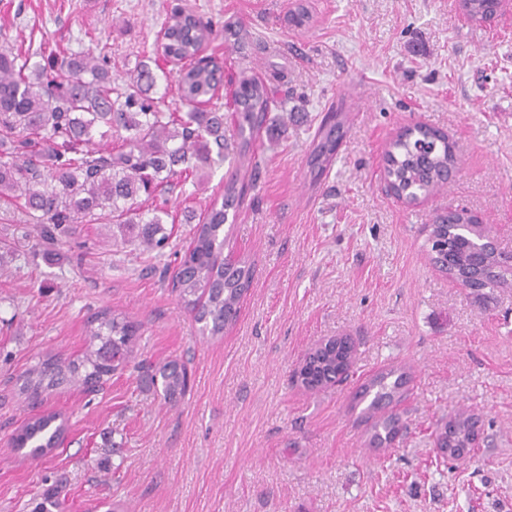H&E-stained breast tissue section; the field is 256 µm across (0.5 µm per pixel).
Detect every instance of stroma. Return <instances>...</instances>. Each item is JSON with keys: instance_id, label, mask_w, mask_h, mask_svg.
Here are the masks:
<instances>
[{"instance_id": "stroma-1", "label": "stroma", "mask_w": 512, "mask_h": 512, "mask_svg": "<svg viewBox=\"0 0 512 512\" xmlns=\"http://www.w3.org/2000/svg\"><path fill=\"white\" fill-rule=\"evenodd\" d=\"M309 23L289 25L296 4ZM186 6L211 22L225 69L250 68L282 108L253 152L167 193L163 254L124 244L109 224H75L43 241L22 210L0 205V512H512V288L476 301L427 254V226L448 208L482 216L512 246V10L467 20L452 0H0V48L41 60L106 53L115 82L160 58L158 35ZM341 111L336 158L312 179L306 156ZM420 123L447 135L460 169L409 203L388 190L382 157ZM237 175L248 189L224 244L254 263L239 315L204 335L163 270ZM141 326L134 355L184 363L190 387L165 403L150 373L65 386L37 404L20 378L43 358L72 360L92 317ZM351 336L350 376L317 392L293 374L324 339ZM408 373L394 442L373 440L362 383ZM62 414L59 447L32 457L12 438ZM481 422L478 449L442 462L430 433L448 415Z\"/></svg>"}]
</instances>
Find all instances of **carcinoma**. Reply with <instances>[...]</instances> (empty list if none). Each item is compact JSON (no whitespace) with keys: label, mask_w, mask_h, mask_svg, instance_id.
Listing matches in <instances>:
<instances>
[{"label":"carcinoma","mask_w":512,"mask_h":512,"mask_svg":"<svg viewBox=\"0 0 512 512\" xmlns=\"http://www.w3.org/2000/svg\"><path fill=\"white\" fill-rule=\"evenodd\" d=\"M495 0H469V19L480 17ZM168 55L182 61L174 79L175 107L162 109L166 95L154 96L158 75L147 63L119 85L99 59L89 55L58 57L29 65V59L0 52V201L24 200L30 224L40 237L53 242L69 224H113L127 243L139 242L162 251L171 232L165 227L168 210L154 203L158 191L172 188L183 176H197L224 163L233 149L251 148L280 103L266 81L242 71L230 77L235 85L233 112L238 144L224 137V112L218 102L224 67L198 57L215 30L189 14L169 18L165 25ZM344 134V122L335 113L325 118L307 157L309 171L323 172ZM114 137L111 150L99 148L96 138ZM384 176L393 192L409 201L426 197L448 183L457 168L454 148L440 132L425 126L408 127L393 139L384 155ZM236 176L224 183V193L198 218L193 239L174 270L173 286L192 307L195 321L212 336L237 318L240 303L252 283V264L244 256L229 264L221 257L224 224L244 195ZM472 224L463 212L438 214L428 236L431 260L447 250L448 278L471 287L495 291L512 288L489 262L480 275L471 269L470 246L463 227ZM85 355L66 365L47 359L27 371L20 390L31 398L63 384L80 381L99 386L104 378L129 361L139 327L126 317L105 310L92 321ZM354 345L344 336L311 350L304 359L307 378L301 384L316 389L347 376ZM163 396L172 401L185 395L189 376L185 366L172 361L158 369ZM407 375L391 368L373 375L362 386L360 399H370L367 411L381 410L385 400L401 396ZM395 414L373 417L374 437L390 440L396 434ZM65 431L59 414L30 419L15 437L17 446L34 445V453L56 448Z\"/></svg>","instance_id":"obj_1"}]
</instances>
